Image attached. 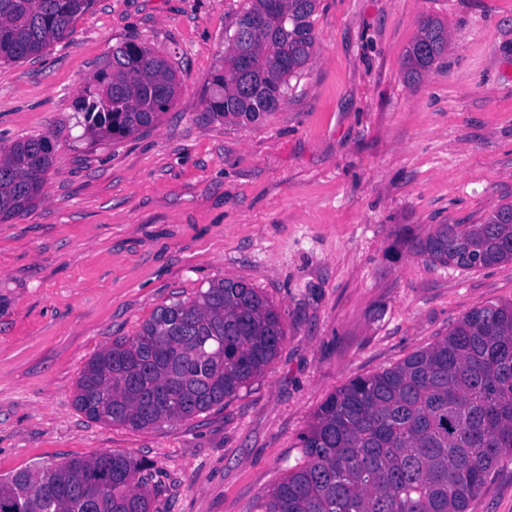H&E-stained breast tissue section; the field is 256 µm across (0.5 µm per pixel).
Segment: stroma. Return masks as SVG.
<instances>
[{"mask_svg":"<svg viewBox=\"0 0 512 512\" xmlns=\"http://www.w3.org/2000/svg\"><path fill=\"white\" fill-rule=\"evenodd\" d=\"M237 7L95 0L67 38L0 61V148L54 146L35 207L0 222V476L123 451L148 464L159 512H258L331 393L512 301V262L464 270L413 248L512 202V0H319L311 61L252 123L205 108ZM427 16L448 53L411 84ZM128 41L167 59L176 96L154 126L90 142L74 99ZM225 278L282 316L261 375L141 430L75 406L94 353ZM467 512H512V461Z\"/></svg>","mask_w":512,"mask_h":512,"instance_id":"1","label":"stroma"}]
</instances>
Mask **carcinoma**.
I'll list each match as a JSON object with an SVG mask.
<instances>
[{
    "mask_svg": "<svg viewBox=\"0 0 512 512\" xmlns=\"http://www.w3.org/2000/svg\"><path fill=\"white\" fill-rule=\"evenodd\" d=\"M93 0H0V60L20 61L72 33ZM238 39L212 77L206 111L255 121L275 111L313 54L318 0H239ZM448 49L427 17L407 50L408 83ZM177 79L139 43L112 55L74 101L92 141L121 139L169 109ZM31 137L0 157V221L29 211L52 165ZM417 251L459 267L512 262V203L480 224H438ZM285 338L280 313L243 282H213L158 308L136 335L94 353L76 383L89 418L131 429L224 404L260 375ZM302 460L262 496L260 512H466L492 469L512 460V302L477 307L448 335L331 394L301 437ZM143 461L125 452L52 461L0 477V512H158Z\"/></svg>",
    "mask_w": 512,
    "mask_h": 512,
    "instance_id": "1",
    "label": "carcinoma"
}]
</instances>
